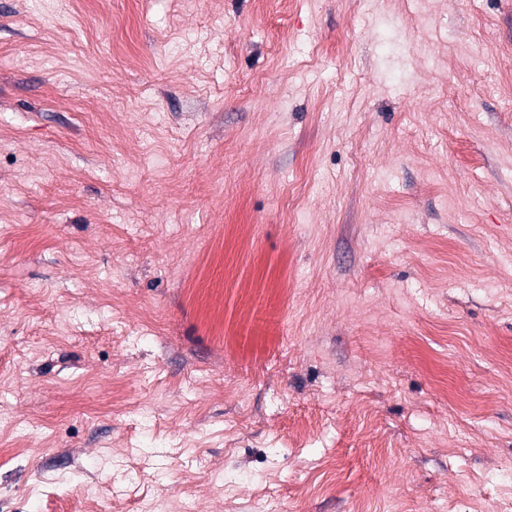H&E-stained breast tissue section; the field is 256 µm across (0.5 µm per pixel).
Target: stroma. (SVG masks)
<instances>
[{"label": "stroma", "instance_id": "35a3bbf8", "mask_svg": "<svg viewBox=\"0 0 512 512\" xmlns=\"http://www.w3.org/2000/svg\"><path fill=\"white\" fill-rule=\"evenodd\" d=\"M510 490L512 0H0V512Z\"/></svg>", "mask_w": 512, "mask_h": 512}]
</instances>
